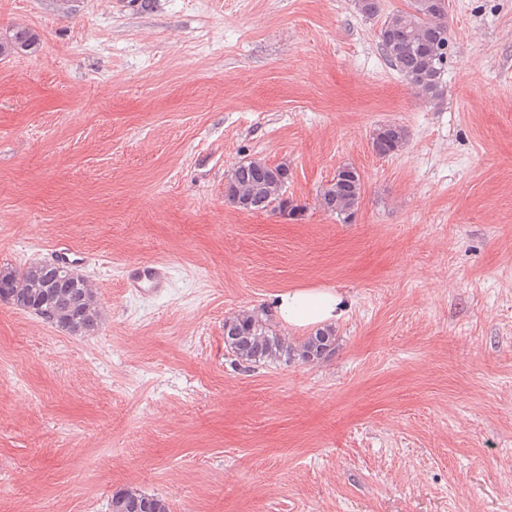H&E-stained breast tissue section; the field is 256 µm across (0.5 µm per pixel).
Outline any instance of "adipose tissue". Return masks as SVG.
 Segmentation results:
<instances>
[{"mask_svg": "<svg viewBox=\"0 0 512 512\" xmlns=\"http://www.w3.org/2000/svg\"><path fill=\"white\" fill-rule=\"evenodd\" d=\"M279 309L296 326L330 323L342 315L344 300L341 295L324 289H300L280 293Z\"/></svg>", "mask_w": 512, "mask_h": 512, "instance_id": "ef3b65f1", "label": "adipose tissue"}]
</instances>
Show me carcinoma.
Returning <instances> with one entry per match:
<instances>
[{"instance_id": "obj_1", "label": "carcinoma", "mask_w": 512, "mask_h": 512, "mask_svg": "<svg viewBox=\"0 0 512 512\" xmlns=\"http://www.w3.org/2000/svg\"><path fill=\"white\" fill-rule=\"evenodd\" d=\"M359 14L379 19L378 45L390 67L409 84L423 102L438 104L442 99L448 71L451 40L446 0H408L403 9L383 13L380 0H356ZM32 36L20 30L9 43L0 42V55L30 45ZM408 131L398 124L380 125L372 131L371 148L379 156L400 152L407 143ZM290 177L288 164L270 165L262 159L235 163L226 175L225 201H246L244 211L261 213L283 210L290 214L302 207L285 196ZM364 193V178L354 166L345 164L321 184L316 199L320 209L341 224L352 223ZM66 273L47 264L31 263L22 269L0 268V300L19 309L42 306L51 311L50 323L73 334L95 331L102 321V308L96 288L87 278L72 288H55ZM238 330L239 339L225 347L237 362L253 366L320 362L336 349V331L318 328L296 343L283 335L263 313L243 309L225 319ZM147 504V512H171L165 498L137 489H120L112 494L109 512H139L135 503Z\"/></svg>"}]
</instances>
